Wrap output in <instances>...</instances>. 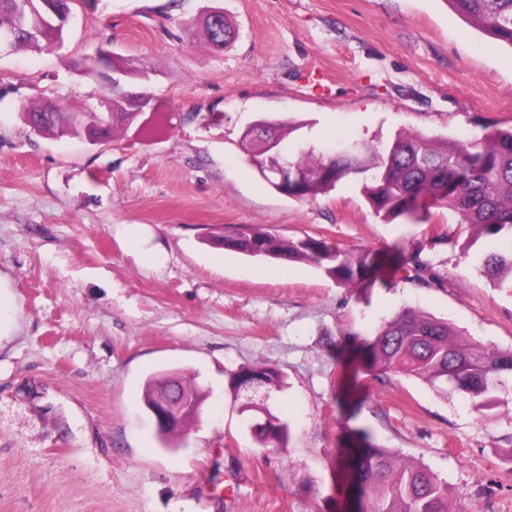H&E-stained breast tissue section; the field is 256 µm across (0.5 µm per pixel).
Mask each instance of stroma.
Listing matches in <instances>:
<instances>
[{"label":"stroma","mask_w":512,"mask_h":512,"mask_svg":"<svg viewBox=\"0 0 512 512\" xmlns=\"http://www.w3.org/2000/svg\"><path fill=\"white\" fill-rule=\"evenodd\" d=\"M211 7L238 32L221 50L189 33ZM99 47L150 69L143 119L166 117L162 135L92 145L24 123L37 96L99 108L103 85L78 68ZM261 116L304 122L317 146L478 138L512 125V48L447 0H79L62 47L0 51V512H345L357 430L446 480L460 512H512V393L479 413L360 351L404 309L512 348V294L482 275L481 245L462 256L445 208L382 223L350 179L310 203L276 192L239 146ZM247 229L417 250L448 282L388 264L352 291L210 243ZM260 365L280 383L232 388ZM162 370L207 394L168 449L143 403ZM250 401L287 423L285 448L253 442Z\"/></svg>","instance_id":"1"}]
</instances>
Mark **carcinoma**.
I'll return each instance as SVG.
<instances>
[{
	"label": "carcinoma",
	"instance_id": "obj_1",
	"mask_svg": "<svg viewBox=\"0 0 512 512\" xmlns=\"http://www.w3.org/2000/svg\"><path fill=\"white\" fill-rule=\"evenodd\" d=\"M457 13L489 38L512 48V0H448ZM15 2L0 0V33L14 29ZM203 36L213 48L235 38L233 24L224 16L201 23ZM15 49L42 50L46 41L37 34L17 37ZM106 106L118 110L110 133L133 123L124 103L109 97ZM68 109L32 102L23 118L41 132L58 136L78 133L65 126ZM254 132L241 135L240 146L249 164L274 189V170L268 167L273 151L265 142L274 139L284 147L300 126L289 120L253 122ZM289 168L301 173L288 185V197L313 202L336 187L343 178L361 179L362 193L376 216L387 224L397 219L414 221L433 208L455 212L467 232V246L491 238L496 246L483 253L480 266L493 285L512 292V126L498 127L478 139L433 136L401 130L392 142L345 149L341 142L324 147L299 146L288 159ZM224 247L251 257L308 262L344 288L363 287L389 262L372 248L344 251L312 237L283 238L264 230H251L221 239ZM404 279L423 286H442L448 277L436 272L412 252L399 260ZM371 369L417 378L437 391L448 388L467 395L481 411L497 401V393L512 381V349L488 350L459 334L447 322L422 311H404L381 324L365 351ZM280 379L271 366L245 367L233 374L236 391L271 385ZM192 388L182 381L147 385L146 405L171 400ZM250 432L261 448L285 444L288 426L276 416L256 419ZM354 512H458L450 502L448 483L420 462L405 460L375 444L364 430L353 449Z\"/></svg>",
	"mask_w": 512,
	"mask_h": 512
}]
</instances>
